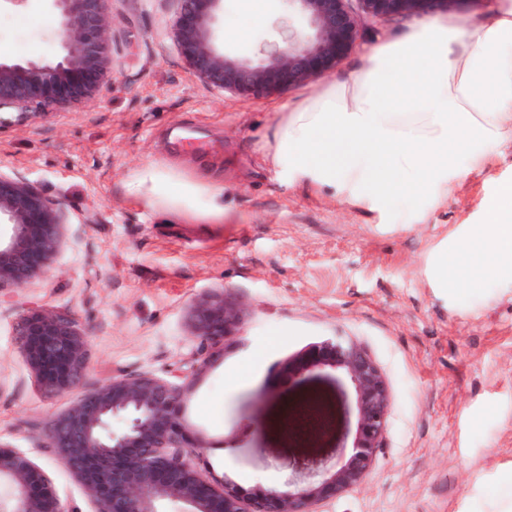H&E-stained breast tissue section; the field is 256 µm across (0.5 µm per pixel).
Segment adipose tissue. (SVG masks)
Here are the masks:
<instances>
[{"label":"adipose tissue","mask_w":512,"mask_h":512,"mask_svg":"<svg viewBox=\"0 0 512 512\" xmlns=\"http://www.w3.org/2000/svg\"><path fill=\"white\" fill-rule=\"evenodd\" d=\"M512 143V0L490 21L408 25L365 53L350 78L283 105L266 157L285 182L327 190L399 224H424L459 180ZM163 221L223 223L224 184L147 161L124 180ZM433 287L458 296L512 286V180L484 196L479 220L452 227L426 257Z\"/></svg>","instance_id":"adipose-tissue-1"}]
</instances>
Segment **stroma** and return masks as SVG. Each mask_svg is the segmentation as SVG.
<instances>
[{
  "mask_svg": "<svg viewBox=\"0 0 512 512\" xmlns=\"http://www.w3.org/2000/svg\"><path fill=\"white\" fill-rule=\"evenodd\" d=\"M115 76L97 100L0 123V172L21 175L58 200L66 245L26 287L0 289V440L46 472L60 502L94 506L45 445V431L73 396L46 397L15 343L14 323L47 307L74 317L88 340L82 382L113 375H167L197 346L186 313L204 293L229 290L247 306L244 325L198 379L187 411L205 448L203 476L244 492L285 482L308 461L289 453L282 407L308 387H336V371L293 376L296 357L331 338L361 344L393 396L386 446L365 481L323 512H512V288L450 299L429 287L428 249L472 222L485 193L512 179V146L456 183L425 224H384L330 192L284 185L265 160L281 104L319 88L244 99L195 81L171 36L177 0H111ZM303 26L286 0L238 54L260 60L277 28ZM356 46L329 79L395 28L359 21ZM59 39L39 0L0 11V50L50 56ZM220 144L215 161L196 146ZM157 161L223 179L221 224L161 223L129 199L123 180ZM253 371V380L231 387Z\"/></svg>",
  "mask_w": 512,
  "mask_h": 512,
  "instance_id": "35a3bbf8",
  "label": "stroma"
}]
</instances>
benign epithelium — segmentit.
<instances>
[{
  "instance_id": "1",
  "label": "benign epithelium",
  "mask_w": 512,
  "mask_h": 512,
  "mask_svg": "<svg viewBox=\"0 0 512 512\" xmlns=\"http://www.w3.org/2000/svg\"><path fill=\"white\" fill-rule=\"evenodd\" d=\"M57 20L60 44L47 58L0 52V112L26 119L31 108L64 109L94 101L112 76L109 0H41ZM172 33L191 76L241 96L283 93L334 70L359 38V15L391 23L453 11L462 0H288L307 24L280 28L281 40L253 62L229 54L218 35L224 0H177ZM65 243L60 203L22 176L0 172V288L40 278ZM244 322L241 302L213 290L191 306L187 328L198 340L191 363L168 376L117 374L78 395L48 427L46 447L82 484L94 512H320L319 505L359 486L386 443L392 396L379 366L359 344L324 340L309 368H331L349 383L344 393L307 390L289 407L290 451L316 463L317 479L289 480L247 498L237 485L212 484L192 466L205 441L188 442L181 421L191 392L211 361L212 345ZM14 336L42 391L56 396L79 387L87 339L72 317L51 308L19 315ZM354 411L351 450L321 457L335 423ZM0 512H68L49 477L28 455L0 441Z\"/></svg>"
}]
</instances>
